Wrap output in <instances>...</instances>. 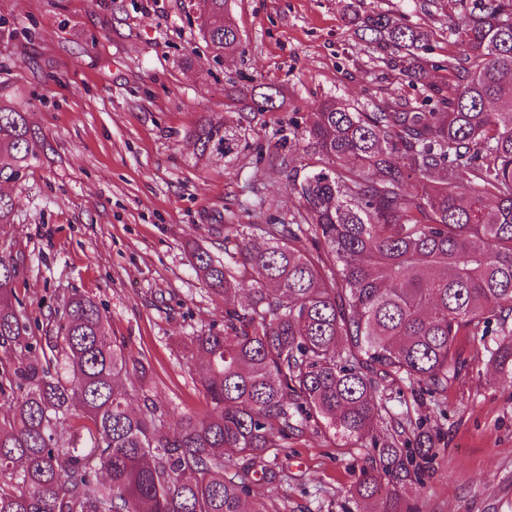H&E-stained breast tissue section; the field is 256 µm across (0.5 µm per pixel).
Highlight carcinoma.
Masks as SVG:
<instances>
[{"mask_svg": "<svg viewBox=\"0 0 512 512\" xmlns=\"http://www.w3.org/2000/svg\"><path fill=\"white\" fill-rule=\"evenodd\" d=\"M432 2L461 46L443 64L455 84L434 90L440 106L320 102L301 132L315 165L288 174L291 222L217 225L222 263L191 246L198 275L224 296V328L185 346L213 415H183L159 434L156 406L136 412L135 388L116 386L130 375L142 384L148 371L107 336L99 303L72 294L40 340L13 304L20 264L0 255V397L12 407L0 420V512H269L245 508L251 483L278 478L266 455L310 420L370 442L376 455L355 496L373 503L368 512H402L435 443L409 415L388 438L375 434L383 381L443 394L466 366L457 337L469 336L512 385V0ZM225 5L197 0L216 60L239 44ZM353 21L419 68L425 31L385 12L355 10ZM279 94L253 88L236 100L266 112ZM240 136L209 116L191 132L201 157L229 155ZM43 142L28 113L0 98V184L37 162ZM12 214L0 194V236Z\"/></svg>", "mask_w": 512, "mask_h": 512, "instance_id": "carcinoma-1", "label": "carcinoma"}]
</instances>
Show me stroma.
Masks as SVG:
<instances>
[{
	"instance_id": "obj_1",
	"label": "stroma",
	"mask_w": 512,
	"mask_h": 512,
	"mask_svg": "<svg viewBox=\"0 0 512 512\" xmlns=\"http://www.w3.org/2000/svg\"><path fill=\"white\" fill-rule=\"evenodd\" d=\"M351 3L426 30L434 60L459 49L431 0H227L240 43L219 62L196 0H0V95L45 137L39 160L0 187L23 268L14 293L37 336L73 293L95 297L108 336L149 370L134 408L155 404L163 430L212 411L184 345L223 327L224 298L197 275L191 244L220 260L214 225L290 220L297 199L278 159L301 173L313 165L298 134L321 101L426 111L432 88L452 81L433 67L408 80V59L350 24ZM260 84L279 89L276 111L228 98ZM204 115L241 122L230 156H198L190 133ZM458 348L466 367L446 400L383 383L392 417L421 419L437 444L404 512H512V385L467 337ZM373 454L304 423L278 452L280 477L250 499L277 512H361L352 487Z\"/></svg>"
}]
</instances>
